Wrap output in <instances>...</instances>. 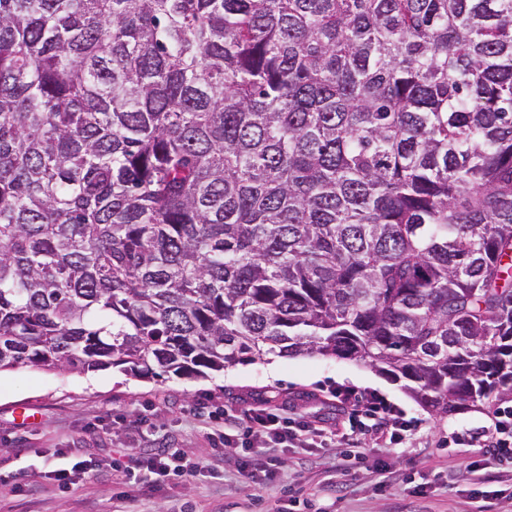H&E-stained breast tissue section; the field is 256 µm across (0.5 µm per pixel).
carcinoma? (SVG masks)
<instances>
[{
	"mask_svg": "<svg viewBox=\"0 0 512 512\" xmlns=\"http://www.w3.org/2000/svg\"><path fill=\"white\" fill-rule=\"evenodd\" d=\"M269 355L512 396V0H0V371Z\"/></svg>",
	"mask_w": 512,
	"mask_h": 512,
	"instance_id": "1",
	"label": "carcinoma"
}]
</instances>
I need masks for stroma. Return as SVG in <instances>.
<instances>
[{
  "label": "stroma",
  "mask_w": 512,
  "mask_h": 512,
  "mask_svg": "<svg viewBox=\"0 0 512 512\" xmlns=\"http://www.w3.org/2000/svg\"><path fill=\"white\" fill-rule=\"evenodd\" d=\"M369 387L399 405L417 426L405 446L337 440L265 448L273 475L242 482L240 443L223 447L208 414L240 415L259 406L335 428L348 412L332 401L336 385ZM483 404L433 416L402 382L355 361L270 357L188 378H136L120 369L87 374L34 367L0 371V512H512V469L481 468L480 449L453 444L461 426L487 425ZM178 453L196 464L192 479L130 483L112 463L126 449ZM89 477L68 492L50 473L72 456Z\"/></svg>",
  "instance_id": "obj_1"
}]
</instances>
